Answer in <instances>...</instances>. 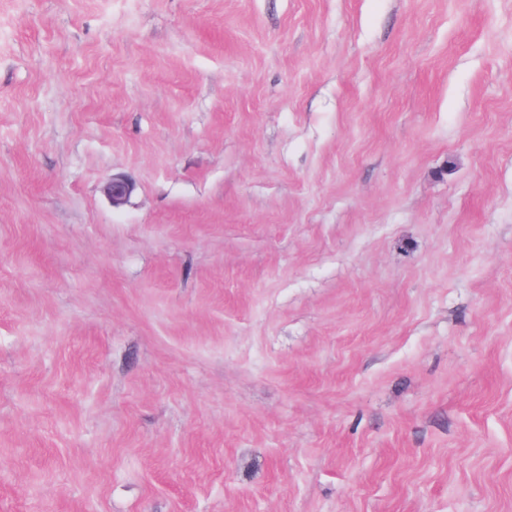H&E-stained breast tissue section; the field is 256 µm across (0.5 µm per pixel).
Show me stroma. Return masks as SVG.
Returning <instances> with one entry per match:
<instances>
[{
    "mask_svg": "<svg viewBox=\"0 0 512 512\" xmlns=\"http://www.w3.org/2000/svg\"><path fill=\"white\" fill-rule=\"evenodd\" d=\"M0 512H512V0H0Z\"/></svg>",
    "mask_w": 512,
    "mask_h": 512,
    "instance_id": "1",
    "label": "stroma"
}]
</instances>
